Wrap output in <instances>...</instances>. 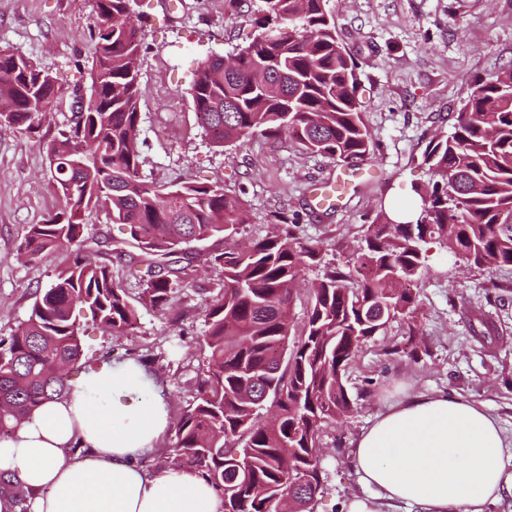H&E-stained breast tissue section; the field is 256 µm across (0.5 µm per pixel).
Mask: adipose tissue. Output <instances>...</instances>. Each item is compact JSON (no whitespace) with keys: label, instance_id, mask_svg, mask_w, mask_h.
<instances>
[{"label":"adipose tissue","instance_id":"obj_1","mask_svg":"<svg viewBox=\"0 0 512 512\" xmlns=\"http://www.w3.org/2000/svg\"><path fill=\"white\" fill-rule=\"evenodd\" d=\"M169 424L140 365L100 364L0 438V472L26 491L28 512H221L194 471L141 465ZM352 457L368 493L346 512H485L512 495V445L497 419L445 392L403 394L361 431Z\"/></svg>","mask_w":512,"mask_h":512}]
</instances>
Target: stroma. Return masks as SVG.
<instances>
[{
  "label": "stroma",
  "mask_w": 512,
  "mask_h": 512,
  "mask_svg": "<svg viewBox=\"0 0 512 512\" xmlns=\"http://www.w3.org/2000/svg\"><path fill=\"white\" fill-rule=\"evenodd\" d=\"M261 0H134L143 15L140 60V175L165 188L183 183L222 186L240 196L246 216L242 240L264 236L274 212L294 215L301 235L323 246L324 261L356 254L366 225L393 207L410 204L412 186L428 184L421 163L428 141L451 131L469 86L512 66V0H329L336 29L352 52L361 82L363 119L375 150L366 174L350 179L341 203L315 208L309 188L336 178V160L313 155L288 137L255 136L241 146H215L201 128L190 87L208 53L232 54L252 35ZM94 0H0V50L34 59L73 81L90 68ZM73 114L69 97L16 129L0 125V338L27 320L37 291L55 268L69 264L63 249L40 264L17 260L29 225L58 205L48 180L47 147ZM418 286V359L393 354L406 338L400 324L375 337L350 366L353 409L321 436L324 486L314 512H342L364 494L352 442L401 389L445 391L494 414L512 441V272L478 271L439 245ZM112 276L137 304L138 320L120 338L88 328L82 337L91 361L143 358L161 380L171 417L191 401L206 355L196 344L205 311L221 295L217 271L192 268L166 310L139 306V287L120 263ZM493 330L482 335L480 319Z\"/></svg>",
  "instance_id": "1"
}]
</instances>
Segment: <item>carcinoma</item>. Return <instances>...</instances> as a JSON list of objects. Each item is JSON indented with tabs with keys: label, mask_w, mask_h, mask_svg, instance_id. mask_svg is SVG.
<instances>
[{
	"label": "carcinoma",
	"mask_w": 512,
	"mask_h": 512,
	"mask_svg": "<svg viewBox=\"0 0 512 512\" xmlns=\"http://www.w3.org/2000/svg\"><path fill=\"white\" fill-rule=\"evenodd\" d=\"M133 0H95L92 65L74 81L97 85V97L48 147L49 181L59 198L41 224L28 226L17 260L41 263L68 248L73 262L55 270L28 319L0 338V437L44 401L65 397L82 361L74 310L103 333L121 337L138 311L112 268L90 257L82 215L104 209L121 236L111 253L141 287L139 303L166 306L192 267L169 257L212 238L224 250L204 264L222 273L224 288L206 309L197 344L207 357L195 396L174 425L167 458L190 468L238 512H275L274 499L293 496L312 512L323 475L315 470L323 429L352 410L347 369L390 323L418 336V294L408 285L427 271V245L437 243L472 268L512 271V66L469 88L453 131L435 135L422 154L431 181L415 189L428 203L422 219L394 224L381 214L367 225L347 267L329 263L310 286L309 309L294 337L288 318L304 266L322 263L316 241L296 235L288 214L264 237L239 250L229 243L243 224L236 197L211 185L161 189L139 175V27L126 25ZM254 35L224 56L198 62L191 97L202 128L218 147L243 145L255 134L286 133L301 148L347 164L366 160L372 142L362 117L357 65L336 31L329 0H261ZM289 31H284V28ZM48 71L31 59L0 56V124L31 119L32 96H61ZM137 250L129 254L126 248ZM275 409L261 417L264 406Z\"/></svg>",
	"instance_id": "1"
}]
</instances>
